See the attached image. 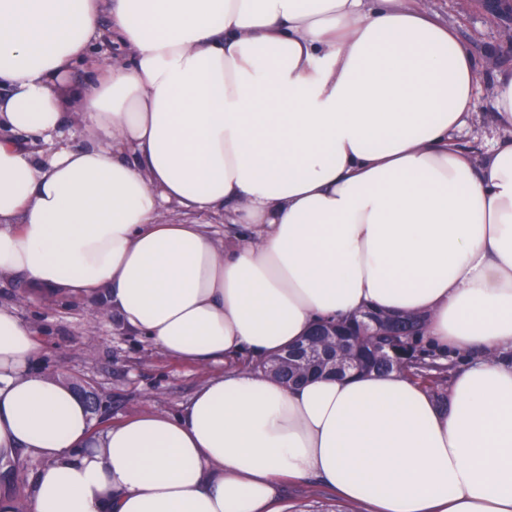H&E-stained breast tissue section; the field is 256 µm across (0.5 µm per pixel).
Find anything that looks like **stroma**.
I'll list each match as a JSON object with an SVG mask.
<instances>
[{"label":"stroma","instance_id":"stroma-1","mask_svg":"<svg viewBox=\"0 0 512 512\" xmlns=\"http://www.w3.org/2000/svg\"><path fill=\"white\" fill-rule=\"evenodd\" d=\"M498 2L416 0L453 24L476 60L475 114L457 141L479 157L508 136L496 125L494 89L497 73L512 68V49L501 38L512 29V10H501ZM23 289L19 278L0 275V302L12 304L35 335V368L80 393L93 394L97 428L143 411L176 413L214 370L210 364L187 365L167 356L123 330L115 316L101 317L96 303L46 299ZM282 496L288 512H358L312 480L284 485Z\"/></svg>","mask_w":512,"mask_h":512}]
</instances>
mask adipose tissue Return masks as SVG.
I'll return each instance as SVG.
<instances>
[{
  "label": "adipose tissue",
  "mask_w": 512,
  "mask_h": 512,
  "mask_svg": "<svg viewBox=\"0 0 512 512\" xmlns=\"http://www.w3.org/2000/svg\"><path fill=\"white\" fill-rule=\"evenodd\" d=\"M103 41L123 57L100 69ZM476 76L404 0H0V274L235 361L99 430L0 304V470L36 461L27 512H285L311 478L367 512H512V139L458 147ZM365 310L426 315L447 402L397 371L285 386L236 361ZM64 119V139L72 146H82L87 141L80 114L79 107L74 99L68 101L65 110Z\"/></svg>",
  "instance_id": "1"
}]
</instances>
